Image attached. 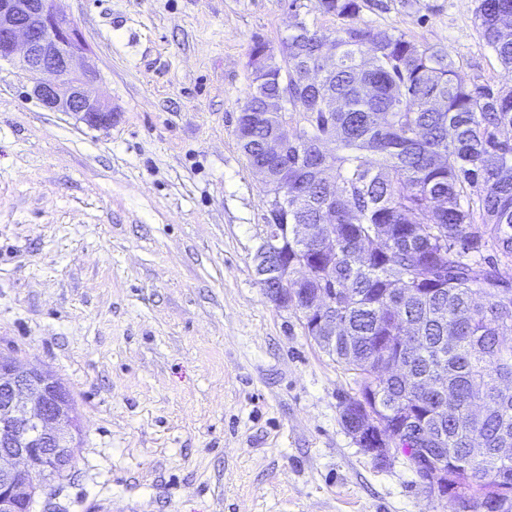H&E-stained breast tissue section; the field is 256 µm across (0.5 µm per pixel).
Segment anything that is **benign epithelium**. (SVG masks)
<instances>
[{"mask_svg":"<svg viewBox=\"0 0 512 512\" xmlns=\"http://www.w3.org/2000/svg\"><path fill=\"white\" fill-rule=\"evenodd\" d=\"M87 44L78 23L56 10L53 0H0V61L14 62L35 79L34 94L52 111L69 112L92 126L112 124L115 108L90 94L96 69L86 61ZM51 79L45 80L42 75ZM282 257L280 287L265 289L275 305L293 304L314 329L336 330V316L321 310L322 296L298 300V285L310 274L309 258L288 257V225L268 224L255 251L257 276L268 275L264 259ZM352 435L359 447L377 462L390 460L395 437L380 425L347 406ZM82 435L79 415L73 411L68 390L54 375L36 365L22 366L0 353V512H21L33 502L42 486L32 482L38 474L44 482L64 478L72 469L74 448ZM411 465L433 496L457 502L469 510L475 490L455 495L457 484L448 472L445 457L433 448H421Z\"/></svg>","mask_w":512,"mask_h":512,"instance_id":"obj_1","label":"benign epithelium"}]
</instances>
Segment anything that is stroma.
<instances>
[{
  "label": "stroma",
  "mask_w": 512,
  "mask_h": 512,
  "mask_svg": "<svg viewBox=\"0 0 512 512\" xmlns=\"http://www.w3.org/2000/svg\"><path fill=\"white\" fill-rule=\"evenodd\" d=\"M54 0L112 123L45 109L0 65V353L70 391L83 437L32 512H455L343 427L354 372L273 304L253 263L266 188L236 134L255 39L317 0ZM475 0H365L360 20L499 85Z\"/></svg>",
  "instance_id": "35a3bbf8"
}]
</instances>
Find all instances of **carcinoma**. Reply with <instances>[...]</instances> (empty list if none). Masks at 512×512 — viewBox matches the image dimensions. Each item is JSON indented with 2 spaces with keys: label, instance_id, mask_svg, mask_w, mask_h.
I'll list each match as a JSON object with an SVG mask.
<instances>
[{
  "label": "carcinoma",
  "instance_id": "obj_1",
  "mask_svg": "<svg viewBox=\"0 0 512 512\" xmlns=\"http://www.w3.org/2000/svg\"><path fill=\"white\" fill-rule=\"evenodd\" d=\"M475 18L504 71L494 88L460 77L444 48L358 22L361 0H318L343 24L326 34L295 20L279 54L255 75L237 137L288 200L281 224H306L315 256L336 233V254L312 261L303 288L327 292L342 328L317 344L359 376L349 400L423 448L420 432L448 462L477 440L468 464L483 482L472 512H512V0H477ZM288 92L305 121L286 154L265 155L282 114L265 99ZM342 101L332 111L328 103ZM336 143L331 153L321 149Z\"/></svg>",
  "mask_w": 512,
  "mask_h": 512
}]
</instances>
